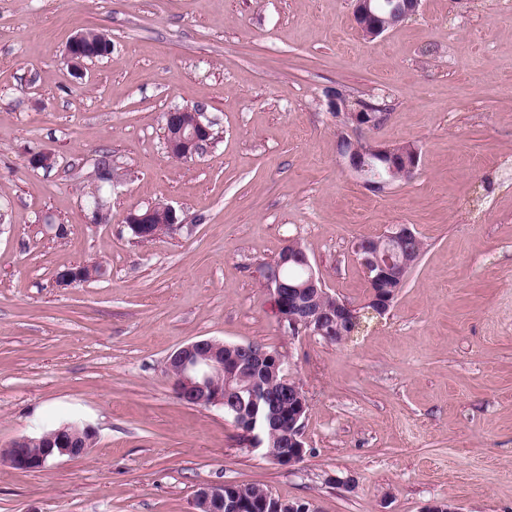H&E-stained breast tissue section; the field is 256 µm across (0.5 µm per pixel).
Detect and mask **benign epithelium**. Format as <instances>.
Instances as JSON below:
<instances>
[{
  "mask_svg": "<svg viewBox=\"0 0 512 512\" xmlns=\"http://www.w3.org/2000/svg\"><path fill=\"white\" fill-rule=\"evenodd\" d=\"M353 21L362 36L374 39L416 14L421 0H353ZM81 45L73 39L66 50V59L71 70L83 74V61L80 55ZM326 110L339 119L337 141L341 142L340 158L350 173L358 177L363 184L381 192L395 182V178H408L414 175L420 165L418 146H407L382 142L365 141L356 136V132L374 130L381 127L385 115L381 107L365 101L353 105V99L341 88L325 91ZM198 113L189 123H180L176 111L167 113L173 130L166 137L168 154L175 159H187L201 154L210 143L211 124L201 119ZM124 224L135 226L141 235L154 239L158 233L152 230L151 212H133L124 218ZM415 236V232L405 224H398L389 231L376 246L359 239L352 245V252L362 267L368 283L373 288L369 301L375 302L376 289L386 284L403 280L404 273L415 262L413 254L399 251L402 240ZM302 264L308 276L300 284H285L279 271L264 270L265 285L273 291L276 302L283 306L285 313L281 321L289 322L294 332L310 331L317 335L325 334L318 322L319 310L314 301L318 296H328L320 285L309 259ZM88 279L83 267L68 268L58 274V281L64 286L79 284ZM330 297V296H328ZM336 300V297H330ZM224 343L214 339L193 341L173 352L167 361L168 375L173 379L176 394L184 402L203 407L230 406L233 399L229 395L236 392L234 376L246 354L250 362L258 365L273 363L287 371L282 361L273 353L243 345L229 346L228 354L218 353ZM307 413V403H302L299 413L294 415L292 424L294 434L290 439L292 451L282 457L284 466L293 467L298 459L305 456L301 438V416ZM30 440L21 437L13 440L4 461L10 466L26 471L38 472L46 468L57 457L71 458L87 455L91 447L75 448L69 440L59 442V448H30ZM233 485L205 486L197 491L194 512H245L249 505L232 493Z\"/></svg>",
  "mask_w": 512,
  "mask_h": 512,
  "instance_id": "7a95c632",
  "label": "benign epithelium"
}]
</instances>
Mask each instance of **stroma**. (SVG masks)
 <instances>
[{
    "instance_id": "stroma-1",
    "label": "stroma",
    "mask_w": 512,
    "mask_h": 512,
    "mask_svg": "<svg viewBox=\"0 0 512 512\" xmlns=\"http://www.w3.org/2000/svg\"><path fill=\"white\" fill-rule=\"evenodd\" d=\"M352 9L0 0V448L74 421L97 433L40 472L0 460V512H192L222 483L316 512H512V0H422L371 40ZM89 29L112 54L78 78L66 47ZM336 85L387 104L366 137L417 145L413 178L376 194L343 167ZM196 106L215 139L173 159L164 115ZM103 152L110 220L92 224ZM151 204L184 226L136 242L123 219ZM396 224L424 250L388 314L340 344L288 333L264 267L300 242L359 307L352 242ZM95 261L106 278L58 283ZM201 339L287 360L309 400L303 461L277 465L223 408L176 396L168 356Z\"/></svg>"
}]
</instances>
